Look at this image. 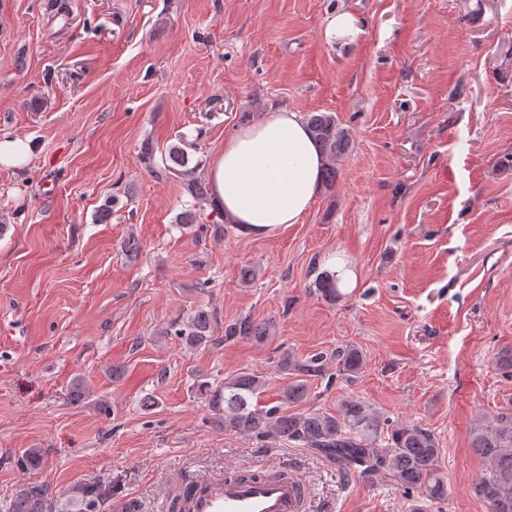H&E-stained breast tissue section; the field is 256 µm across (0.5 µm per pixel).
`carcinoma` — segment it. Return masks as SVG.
Returning <instances> with one entry per match:
<instances>
[{"instance_id": "1", "label": "carcinoma", "mask_w": 512, "mask_h": 512, "mask_svg": "<svg viewBox=\"0 0 512 512\" xmlns=\"http://www.w3.org/2000/svg\"><path fill=\"white\" fill-rule=\"evenodd\" d=\"M307 126L326 157L321 184L330 188L336 183L335 161L349 147L350 137L339 126L331 112H310ZM157 148L147 141L142 144L140 157L145 168L157 178L178 172L184 164V151L171 146L167 154L156 160ZM187 194L203 201L209 196L208 183L192 178L185 183ZM316 286L322 296L336 299L342 296L336 280L321 272ZM211 314L199 309L191 316L172 323L174 334L186 346L206 347L213 341ZM273 335L272 324L241 317L224 326V341L249 339L264 343ZM364 365L362 351L355 346L318 351L304 358L285 353L279 357L282 372L294 376L281 395V402L266 408L252 403L263 392L266 380L250 371L224 379V386L212 388L207 382L199 391L216 413H224V428L259 441L285 439L313 453L335 461L345 473L361 472L384 478L409 491L422 494L433 503L448 499V479L439 466L441 448L438 438L416 425L395 424L383 431L378 416L363 401L346 399L336 414L326 412L288 413L286 406L305 399L309 380L338 376L351 379ZM494 365L503 376L512 378V348L500 350ZM471 448L488 462V468L473 485L474 495L487 512H512V407L491 415L473 430ZM113 488L105 489L93 481L78 490L84 512H94L98 500ZM54 497L48 488L32 485L11 505V512H47L53 508Z\"/></svg>"}]
</instances>
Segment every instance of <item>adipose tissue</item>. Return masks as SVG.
I'll return each instance as SVG.
<instances>
[{
  "label": "adipose tissue",
  "mask_w": 512,
  "mask_h": 512,
  "mask_svg": "<svg viewBox=\"0 0 512 512\" xmlns=\"http://www.w3.org/2000/svg\"><path fill=\"white\" fill-rule=\"evenodd\" d=\"M324 162L301 116L276 110L225 140L205 175L229 222L244 233L268 235L301 223L319 194Z\"/></svg>",
  "instance_id": "obj_1"
}]
</instances>
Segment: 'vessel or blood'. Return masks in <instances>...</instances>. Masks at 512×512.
Listing matches in <instances>:
<instances>
[{
  "instance_id": "1",
  "label": "vessel or blood",
  "mask_w": 512,
  "mask_h": 512,
  "mask_svg": "<svg viewBox=\"0 0 512 512\" xmlns=\"http://www.w3.org/2000/svg\"><path fill=\"white\" fill-rule=\"evenodd\" d=\"M307 487L295 476H253L237 469L207 476L184 498L183 512H303Z\"/></svg>"
}]
</instances>
